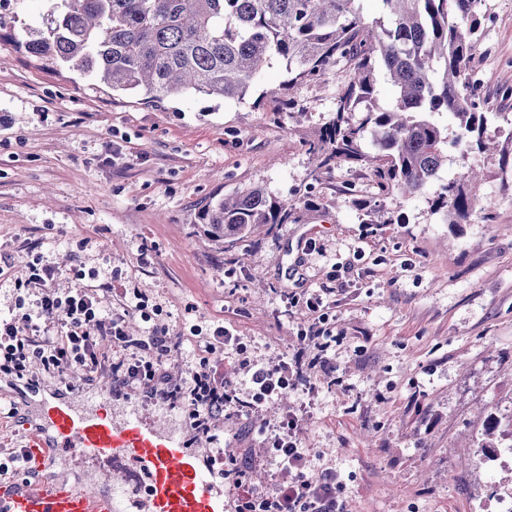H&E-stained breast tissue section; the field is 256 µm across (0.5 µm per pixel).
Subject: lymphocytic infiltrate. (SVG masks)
<instances>
[{"mask_svg":"<svg viewBox=\"0 0 512 512\" xmlns=\"http://www.w3.org/2000/svg\"><path fill=\"white\" fill-rule=\"evenodd\" d=\"M55 269L34 260L25 278L15 283V304L9 314H0V377L19 383L43 379L65 380L82 373L92 381L94 373L109 366L117 393L137 390L144 397L173 404L189 424L190 438L206 436L223 442L219 429L224 418L234 413L259 412L264 403L281 398L298 383L300 359L278 357L259 363L244 357L239 336L224 325H215L202 339V355L189 381L170 384L165 363L175 342L163 327H153L150 336L130 341L121 318L107 310L97 289L85 286L62 290L53 287ZM36 296V313L25 308L26 299ZM57 324L56 333L42 330L41 322ZM135 346L139 354L129 360L111 361L113 347ZM232 351L238 368L246 376L249 391L239 396L226 379L214 355ZM296 420H288L285 433L275 435L270 452L281 466V478L273 493L251 486L247 464L233 450L209 457L218 477L233 489V512H343L336 496V476L330 472L313 475L308 461L291 436Z\"/></svg>","mask_w":512,"mask_h":512,"instance_id":"1","label":"lymphocytic infiltrate"}]
</instances>
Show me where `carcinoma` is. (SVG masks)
Segmentation results:
<instances>
[{"instance_id": "1", "label": "carcinoma", "mask_w": 512, "mask_h": 512, "mask_svg": "<svg viewBox=\"0 0 512 512\" xmlns=\"http://www.w3.org/2000/svg\"><path fill=\"white\" fill-rule=\"evenodd\" d=\"M379 2L381 15L368 21L355 0H57L22 45L148 102L186 93L241 102L262 68L278 62L288 75L279 102L292 109L295 89L332 75L340 80L332 116L303 140L311 183L346 164L369 172L382 199L431 187V212L467 224L480 174L469 166L439 176L448 135L432 116L444 112L455 124L461 159L488 150L494 116L469 92L480 0ZM384 75L397 92L390 107L377 102ZM300 203L315 200L252 186L213 202L200 223L211 240L234 241L297 223Z\"/></svg>"}]
</instances>
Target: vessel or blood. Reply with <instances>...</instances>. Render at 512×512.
Listing matches in <instances>:
<instances>
[{"label": "vessel or blood", "mask_w": 512, "mask_h": 512, "mask_svg": "<svg viewBox=\"0 0 512 512\" xmlns=\"http://www.w3.org/2000/svg\"><path fill=\"white\" fill-rule=\"evenodd\" d=\"M46 426L32 433L26 460L41 468L49 449L68 452L83 468H103L106 486L55 478L0 487V512H227L224 484L206 452L187 447L179 432L150 423L137 411L113 420L93 398L82 406L45 400Z\"/></svg>", "instance_id": "vessel-or-blood-1"}]
</instances>
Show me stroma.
Returning a JSON list of instances; mask_svg holds the SVG:
<instances>
[{"instance_id":"35a3bbf8","label":"stroma","mask_w":512,"mask_h":512,"mask_svg":"<svg viewBox=\"0 0 512 512\" xmlns=\"http://www.w3.org/2000/svg\"><path fill=\"white\" fill-rule=\"evenodd\" d=\"M48 7L0 0V309L35 258L55 267L59 288L95 270L108 301L136 288L159 308L150 324L113 312L136 339L169 329L177 381L199 361L191 325L225 324L267 362L296 348L313 322L299 301L320 294L336 334L325 364L261 415L223 423L252 484L269 492L279 481L267 446L293 414L311 473H335L345 512H496L512 464L478 442L487 418L512 429V173L497 155L448 151L452 171L469 163L486 175L470 223L443 224L421 196L385 200V223L371 224L359 205L370 190L351 187L367 173L344 165L308 180L302 141L329 118L338 79L300 88L295 112L194 95L147 104L28 55L24 31ZM479 11L471 66L485 109L512 117L499 92L512 83V0ZM256 185L321 204L301 223L212 241L199 214Z\"/></svg>"}]
</instances>
